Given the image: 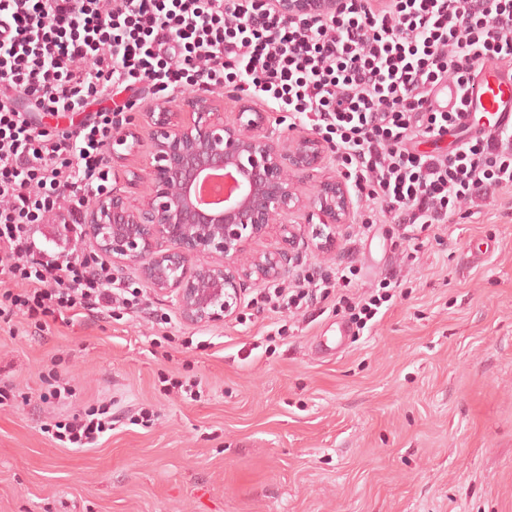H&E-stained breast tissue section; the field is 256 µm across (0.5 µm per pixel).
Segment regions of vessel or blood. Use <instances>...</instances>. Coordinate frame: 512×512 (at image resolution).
Wrapping results in <instances>:
<instances>
[{
    "label": "vessel or blood",
    "mask_w": 512,
    "mask_h": 512,
    "mask_svg": "<svg viewBox=\"0 0 512 512\" xmlns=\"http://www.w3.org/2000/svg\"><path fill=\"white\" fill-rule=\"evenodd\" d=\"M467 120L482 128L512 129V77L481 70L465 91Z\"/></svg>",
    "instance_id": "b4317fda"
}]
</instances>
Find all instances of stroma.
<instances>
[{"instance_id": "stroma-1", "label": "stroma", "mask_w": 512, "mask_h": 512, "mask_svg": "<svg viewBox=\"0 0 512 512\" xmlns=\"http://www.w3.org/2000/svg\"><path fill=\"white\" fill-rule=\"evenodd\" d=\"M180 97L118 100L127 136L106 166L130 204L152 191L146 115ZM211 98L228 122L261 113L274 136L310 128L234 82ZM301 256L297 273L318 277L355 262L362 292L399 274L378 323L337 355L317 347L335 299L292 318L257 306L252 284L236 317L192 325L132 267L115 276L141 289L144 312L0 320V387L15 394L0 405V512H512V188L414 244L359 199L337 248ZM52 367L69 404L39 398ZM171 377L198 383L197 398L166 392ZM102 404L112 429L94 448L42 430Z\"/></svg>"}]
</instances>
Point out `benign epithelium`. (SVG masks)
Returning a JSON list of instances; mask_svg holds the SVG:
<instances>
[{
  "instance_id": "7a95c632",
  "label": "benign epithelium",
  "mask_w": 512,
  "mask_h": 512,
  "mask_svg": "<svg viewBox=\"0 0 512 512\" xmlns=\"http://www.w3.org/2000/svg\"><path fill=\"white\" fill-rule=\"evenodd\" d=\"M293 15H325L337 0H272ZM182 107L195 116L164 109L148 115L152 126V195L137 206L117 193L99 195L85 235L119 267H137L141 279L160 295L175 298L190 324L222 322L241 305L247 284L271 283L298 266L295 252L305 230L288 216L309 211L319 220L312 239L320 249L336 247V234L349 223L354 200L346 181L329 178L310 198L298 178L321 166L329 143L313 132L275 138L261 131L262 116L246 124L228 123L211 99L190 92ZM238 172L223 205L199 198L204 177ZM282 221L288 248L275 257L250 256L247 247L270 225Z\"/></svg>"
}]
</instances>
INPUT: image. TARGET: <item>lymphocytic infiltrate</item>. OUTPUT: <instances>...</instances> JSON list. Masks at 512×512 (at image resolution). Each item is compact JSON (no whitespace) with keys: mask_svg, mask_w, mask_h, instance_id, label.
<instances>
[{"mask_svg":"<svg viewBox=\"0 0 512 512\" xmlns=\"http://www.w3.org/2000/svg\"><path fill=\"white\" fill-rule=\"evenodd\" d=\"M321 19L276 12L269 0H0V90L28 112L0 103V319L40 328L84 314L137 312L142 299L96 254L40 251L41 225L103 191L115 112H86L91 97L146 83L156 91L210 90L232 73L261 101L308 119L335 147L357 195L399 223L407 240L455 215L478 213L512 187V133L468 137L450 151L421 152L417 138L443 139L483 60L512 61V0H338ZM80 112L73 128H39L29 113ZM354 266L334 281L297 277L263 295L290 315L335 297L365 327L386 297L354 293ZM112 428L92 408L55 437L91 448Z\"/></svg>","mask_w":512,"mask_h":512,"instance_id":"1","label":"lymphocytic infiltrate"}]
</instances>
